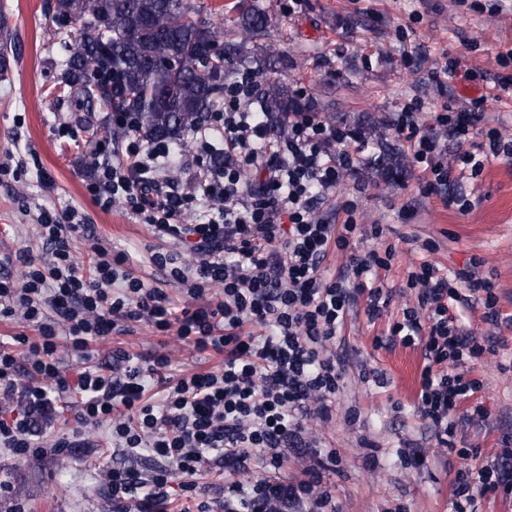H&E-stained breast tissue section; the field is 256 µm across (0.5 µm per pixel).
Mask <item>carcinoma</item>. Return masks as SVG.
Listing matches in <instances>:
<instances>
[{"instance_id": "carcinoma-1", "label": "carcinoma", "mask_w": 512, "mask_h": 512, "mask_svg": "<svg viewBox=\"0 0 512 512\" xmlns=\"http://www.w3.org/2000/svg\"><path fill=\"white\" fill-rule=\"evenodd\" d=\"M56 28L44 46L67 51L59 81L48 93L75 99L86 112L99 106L133 118L132 130L150 142L184 147L183 132L224 110V75L246 59L256 72L272 68L276 54L224 40V27L197 17L187 0H54ZM251 39L267 32L266 11L252 6L235 20ZM258 111L281 134L290 112L321 104L290 85L266 80Z\"/></svg>"}]
</instances>
